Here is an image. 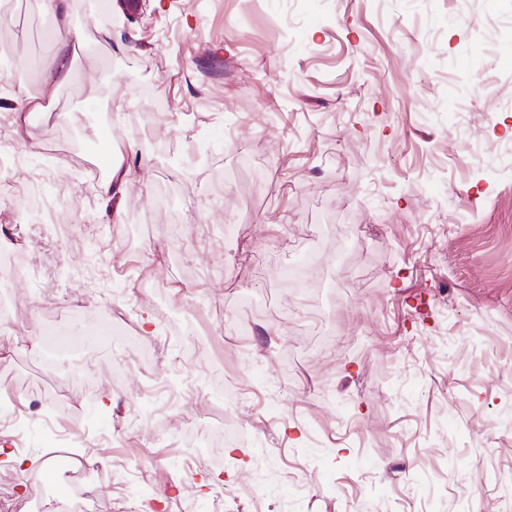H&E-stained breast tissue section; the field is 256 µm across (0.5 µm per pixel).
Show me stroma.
Wrapping results in <instances>:
<instances>
[{
	"label": "stroma",
	"instance_id": "stroma-1",
	"mask_svg": "<svg viewBox=\"0 0 512 512\" xmlns=\"http://www.w3.org/2000/svg\"><path fill=\"white\" fill-rule=\"evenodd\" d=\"M79 43L54 121L6 135L0 252L24 339L0 396L34 424L0 491L40 495L56 434L101 464L103 512H512V0H142ZM39 0H0V116L41 85ZM120 143L137 175L95 194ZM313 264L306 295L284 269ZM205 308L210 335L193 320ZM126 319L141 354L89 319ZM239 386V441L183 468ZM189 380L187 399L157 395ZM276 449L258 492L216 499Z\"/></svg>",
	"mask_w": 512,
	"mask_h": 512
}]
</instances>
